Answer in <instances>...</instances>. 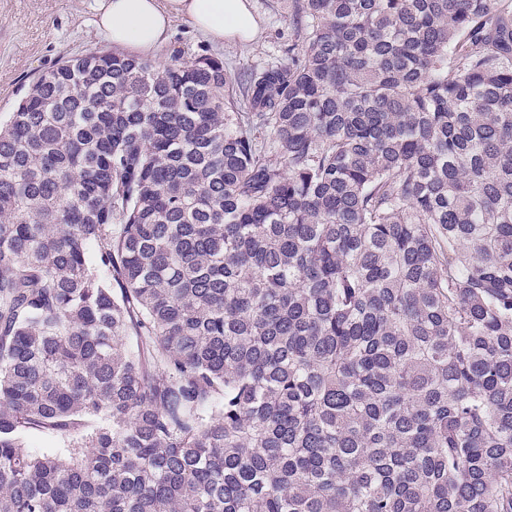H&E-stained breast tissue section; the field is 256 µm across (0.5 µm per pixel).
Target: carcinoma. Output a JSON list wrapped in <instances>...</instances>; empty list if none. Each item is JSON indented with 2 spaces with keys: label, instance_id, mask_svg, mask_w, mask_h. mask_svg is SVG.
<instances>
[{
  "label": "carcinoma",
  "instance_id": "cac0c4a2",
  "mask_svg": "<svg viewBox=\"0 0 512 512\" xmlns=\"http://www.w3.org/2000/svg\"><path fill=\"white\" fill-rule=\"evenodd\" d=\"M292 19L0 123V512H512V0Z\"/></svg>",
  "mask_w": 512,
  "mask_h": 512
}]
</instances>
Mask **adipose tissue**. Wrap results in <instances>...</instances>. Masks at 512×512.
<instances>
[{
    "label": "adipose tissue",
    "instance_id": "obj_1",
    "mask_svg": "<svg viewBox=\"0 0 512 512\" xmlns=\"http://www.w3.org/2000/svg\"><path fill=\"white\" fill-rule=\"evenodd\" d=\"M98 29L114 47L151 54L164 46L173 19L187 20L211 41L247 42L262 19L250 0H95Z\"/></svg>",
    "mask_w": 512,
    "mask_h": 512
}]
</instances>
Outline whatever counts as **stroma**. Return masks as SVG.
Wrapping results in <instances>:
<instances>
[{
    "instance_id": "obj_1",
    "label": "stroma",
    "mask_w": 512,
    "mask_h": 512,
    "mask_svg": "<svg viewBox=\"0 0 512 512\" xmlns=\"http://www.w3.org/2000/svg\"><path fill=\"white\" fill-rule=\"evenodd\" d=\"M263 18L260 35L247 45L218 44L183 19L173 24L170 41L152 62H168L171 54L194 58L223 57L231 76L284 57L297 39L292 0H252ZM95 25V0H0V120H7L36 78L63 58L105 45Z\"/></svg>"
}]
</instances>
